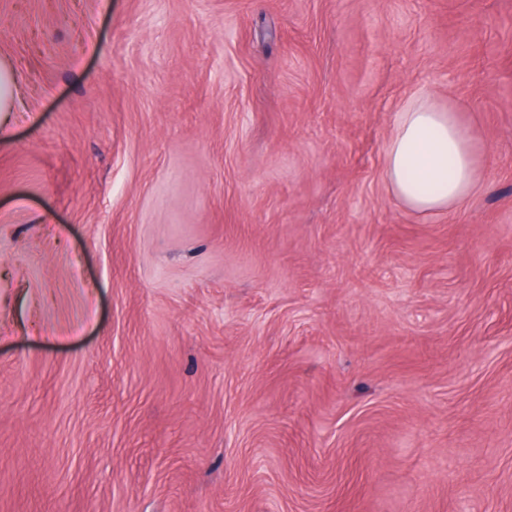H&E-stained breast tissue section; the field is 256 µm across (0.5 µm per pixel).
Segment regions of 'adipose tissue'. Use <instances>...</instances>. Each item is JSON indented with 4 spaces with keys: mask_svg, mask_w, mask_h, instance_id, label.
Returning <instances> with one entry per match:
<instances>
[{
    "mask_svg": "<svg viewBox=\"0 0 512 512\" xmlns=\"http://www.w3.org/2000/svg\"><path fill=\"white\" fill-rule=\"evenodd\" d=\"M483 154L455 106L441 107L428 94L400 112L385 151V179L410 210L438 214L460 208L479 187Z\"/></svg>",
    "mask_w": 512,
    "mask_h": 512,
    "instance_id": "ef3b65f1",
    "label": "adipose tissue"
}]
</instances>
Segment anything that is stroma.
<instances>
[{"instance_id": "stroma-1", "label": "stroma", "mask_w": 512, "mask_h": 512, "mask_svg": "<svg viewBox=\"0 0 512 512\" xmlns=\"http://www.w3.org/2000/svg\"><path fill=\"white\" fill-rule=\"evenodd\" d=\"M0 60V512H512V0H0ZM482 150L457 107H440L428 94L399 112L385 151V179L410 210L438 214L463 206L479 187Z\"/></svg>"}]
</instances>
